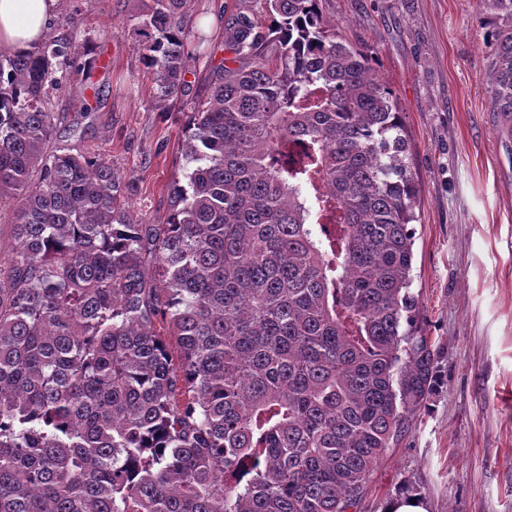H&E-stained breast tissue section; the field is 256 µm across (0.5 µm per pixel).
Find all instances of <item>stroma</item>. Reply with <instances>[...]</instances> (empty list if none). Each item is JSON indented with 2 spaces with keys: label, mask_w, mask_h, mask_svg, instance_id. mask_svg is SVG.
I'll return each instance as SVG.
<instances>
[{
  "label": "stroma",
  "mask_w": 512,
  "mask_h": 512,
  "mask_svg": "<svg viewBox=\"0 0 512 512\" xmlns=\"http://www.w3.org/2000/svg\"><path fill=\"white\" fill-rule=\"evenodd\" d=\"M187 0L197 56L183 97L159 106L133 33L139 0H61L54 35H75L86 68L46 87L47 150L91 152L126 180L146 223H166L183 180L186 101L211 94L228 56L215 16ZM323 19L392 88L417 176L412 292L437 388L389 448L357 512L397 496L428 512H512V136L489 107L491 66L477 0H323Z\"/></svg>",
  "instance_id": "obj_1"
}]
</instances>
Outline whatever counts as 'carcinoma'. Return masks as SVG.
Segmentation results:
<instances>
[{"label": "carcinoma", "instance_id": "carcinoma-1", "mask_svg": "<svg viewBox=\"0 0 512 512\" xmlns=\"http://www.w3.org/2000/svg\"><path fill=\"white\" fill-rule=\"evenodd\" d=\"M183 2L134 28L161 104L193 58ZM263 2L224 11L165 224L104 160L45 151L76 38L0 54V512H351L433 394L402 113L320 0ZM478 22L512 132V0ZM15 202L4 199L0 209V253L6 257L12 246L11 224H13V206Z\"/></svg>", "mask_w": 512, "mask_h": 512}]
</instances>
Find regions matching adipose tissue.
<instances>
[{
  "label": "adipose tissue",
  "mask_w": 512,
  "mask_h": 512,
  "mask_svg": "<svg viewBox=\"0 0 512 512\" xmlns=\"http://www.w3.org/2000/svg\"><path fill=\"white\" fill-rule=\"evenodd\" d=\"M58 19L59 0H0V50H33Z\"/></svg>",
  "instance_id": "ef3b65f1"
}]
</instances>
